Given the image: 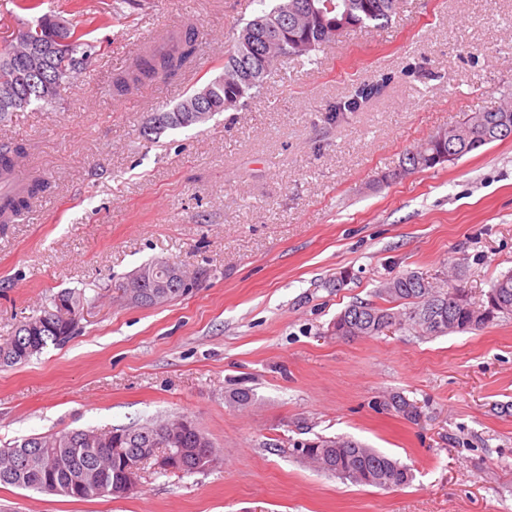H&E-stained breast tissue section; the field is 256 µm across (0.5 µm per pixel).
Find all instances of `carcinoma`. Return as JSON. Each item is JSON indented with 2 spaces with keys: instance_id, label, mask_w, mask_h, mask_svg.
I'll return each instance as SVG.
<instances>
[{
  "instance_id": "cac0c4a2",
  "label": "carcinoma",
  "mask_w": 512,
  "mask_h": 512,
  "mask_svg": "<svg viewBox=\"0 0 512 512\" xmlns=\"http://www.w3.org/2000/svg\"><path fill=\"white\" fill-rule=\"evenodd\" d=\"M333 8H322L311 24L294 22L297 7L304 0H277V5L262 10L254 18L235 27L232 50L224 56V75L188 95L173 110L152 115L142 136L150 139L167 128L199 126L215 114L225 111L228 101L241 100L257 88L248 74H260L264 81L283 59H310L337 36L356 27L389 26L398 0H329ZM62 21L45 13L36 25L21 28L25 39L0 44V119L34 102L49 104L61 93L70 78L87 71L91 65L92 45L72 23L64 28L69 43L63 53L53 51L55 32ZM200 32L187 27L174 34L168 44L137 54L132 64L112 78L111 92L122 97L158 78L179 75L192 62ZM376 87H363L352 97L336 104L329 119L343 112H354L374 94ZM512 136V112H473L461 122L438 132L425 142L406 151L396 178L448 162L447 156L462 157L493 142ZM49 182L33 175L26 194L0 206V224L4 210L27 209L29 200L45 192ZM86 296L75 291H61L52 300V308L26 318L11 338L0 344V366L23 364L48 345H60L75 334ZM73 304V316L62 320L51 310L58 303ZM512 314V271L502 274L485 293L475 300L458 285L440 287L417 272H407L387 279L374 290V299L349 304L336 317L333 329L338 337L380 336L392 328L419 336H441L477 330L501 315ZM385 405L403 418L415 421L419 407L405 396L391 395ZM184 418L146 423L139 427L74 429L60 433L31 435L11 447L0 448V486H13L55 493L75 500L120 497L118 484L139 478L151 454L174 457L179 448H195L196 456L171 464L175 471L209 469L219 462L214 446H197L203 432L194 424L185 428ZM296 457L311 461L325 473L355 484L386 488L408 485L413 475L408 465L370 448L348 436L306 439L293 443Z\"/></svg>"
}]
</instances>
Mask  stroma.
I'll use <instances>...</instances> for the list:
<instances>
[{
    "label": "stroma",
    "instance_id": "35a3bbf8",
    "mask_svg": "<svg viewBox=\"0 0 512 512\" xmlns=\"http://www.w3.org/2000/svg\"><path fill=\"white\" fill-rule=\"evenodd\" d=\"M275 0H43L90 18L94 65L56 103L0 121L51 184L0 224V343L64 289L79 330L0 367V446L73 428L188 417L221 455L193 474L145 467L125 498L77 501L0 486V512H512V315L469 332L343 339L333 322L409 271L472 297L512 270V137L383 182L405 149L512 100V0H400L314 61L280 63L256 97L149 142L148 115L224 72L233 28ZM193 20L194 69L108 94L154 30ZM382 82L361 110L326 111ZM156 259L192 291L159 307L116 281ZM344 284H337V276ZM254 395L245 407L233 389ZM423 410L410 422L384 402ZM347 435L414 479L383 490L294 458L297 440Z\"/></svg>",
    "mask_w": 512,
    "mask_h": 512
}]
</instances>
